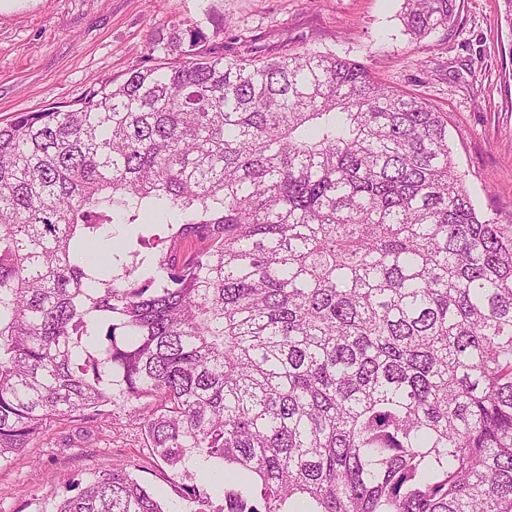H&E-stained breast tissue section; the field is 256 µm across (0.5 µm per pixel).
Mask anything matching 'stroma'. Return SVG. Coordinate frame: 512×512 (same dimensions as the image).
Returning <instances> with one entry per match:
<instances>
[{
  "mask_svg": "<svg viewBox=\"0 0 512 512\" xmlns=\"http://www.w3.org/2000/svg\"><path fill=\"white\" fill-rule=\"evenodd\" d=\"M402 7L403 0H0V121L151 65L152 35L199 21L225 53H332L426 99L448 116V143L477 211L512 222V30L501 0H456L455 23L421 39L406 32ZM209 13L223 18V32L206 23ZM106 460L138 479L166 512H194L187 485L211 512H222L221 467L172 470L120 408L48 422L0 467V512H41L74 495L88 470Z\"/></svg>",
  "mask_w": 512,
  "mask_h": 512,
  "instance_id": "1",
  "label": "stroma"
}]
</instances>
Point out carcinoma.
I'll return each instance as SVG.
<instances>
[{"mask_svg":"<svg viewBox=\"0 0 512 512\" xmlns=\"http://www.w3.org/2000/svg\"><path fill=\"white\" fill-rule=\"evenodd\" d=\"M456 0H404L422 38ZM155 64L0 122V465L117 404L224 512H512V223L482 217L448 119L363 64ZM184 220L125 222L114 206ZM52 512H165L93 466Z\"/></svg>","mask_w":512,"mask_h":512,"instance_id":"cac0c4a2","label":"carcinoma"}]
</instances>
